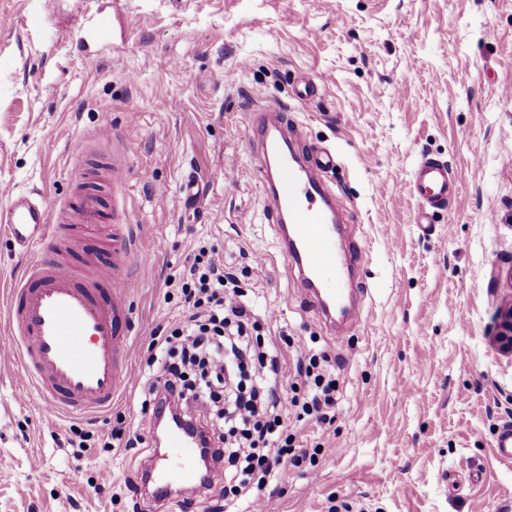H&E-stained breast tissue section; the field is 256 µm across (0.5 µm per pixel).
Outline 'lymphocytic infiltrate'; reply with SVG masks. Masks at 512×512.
<instances>
[{"mask_svg": "<svg viewBox=\"0 0 512 512\" xmlns=\"http://www.w3.org/2000/svg\"><path fill=\"white\" fill-rule=\"evenodd\" d=\"M181 313L153 337L149 373L138 387L154 413L172 408L205 430L204 447L225 460L224 493L265 512L272 485L289 462L306 457L286 417L300 408L321 429L335 418L337 384L316 354L287 362L261 336L234 270L195 257L178 282Z\"/></svg>", "mask_w": 512, "mask_h": 512, "instance_id": "lymphocytic-infiltrate-1", "label": "lymphocytic infiltrate"}]
</instances>
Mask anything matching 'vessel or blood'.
Returning <instances> with one entry per match:
<instances>
[{
	"instance_id": "obj_1",
	"label": "vessel or blood",
	"mask_w": 512,
	"mask_h": 512,
	"mask_svg": "<svg viewBox=\"0 0 512 512\" xmlns=\"http://www.w3.org/2000/svg\"><path fill=\"white\" fill-rule=\"evenodd\" d=\"M279 114L273 108L256 116L254 173L264 186L266 209L279 224L282 260L311 289L314 307L335 331L337 306L356 293L348 272L352 254L342 243L335 204L322 179L335 168L336 153L323 149L302 160L287 152ZM464 179L463 171L424 156L415 168L414 187L426 208L437 209ZM103 180L101 174H85L74 195L54 210L47 208L43 192L0 187L8 198L0 209V232L22 251L40 254L10 290L7 333L23 383L37 389L44 409L55 416L104 412L134 378L127 349L128 299L139 283L131 272L134 225L108 224L106 257L81 260L73 269L63 262L73 249L66 225L105 222ZM200 452L198 441L185 432L170 435L166 452L149 470L156 491L197 487Z\"/></svg>"
}]
</instances>
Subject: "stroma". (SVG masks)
Masks as SVG:
<instances>
[{"label": "stroma", "instance_id": "1", "mask_svg": "<svg viewBox=\"0 0 512 512\" xmlns=\"http://www.w3.org/2000/svg\"><path fill=\"white\" fill-rule=\"evenodd\" d=\"M305 78L321 87L301 103ZM275 103L296 150H336L325 179L365 291L342 334L282 261L253 173V115ZM105 124L118 139H96ZM424 155L468 172L427 236L412 190ZM116 158L144 268L133 368L173 324L172 281L204 246L236 268L264 336L326 355L336 376L329 430L288 417L320 453L288 466L269 512H512V464L495 448L512 426V355L493 342L512 305V0H0V184L53 204ZM191 179L204 192L187 205ZM35 259L0 235V512H242L219 468L188 511L182 493L139 491L156 452L139 389L98 416L46 417L3 332L6 290ZM74 423L88 447L69 446ZM118 423L137 448L104 447Z\"/></svg>", "mask_w": 512, "mask_h": 512}]
</instances>
